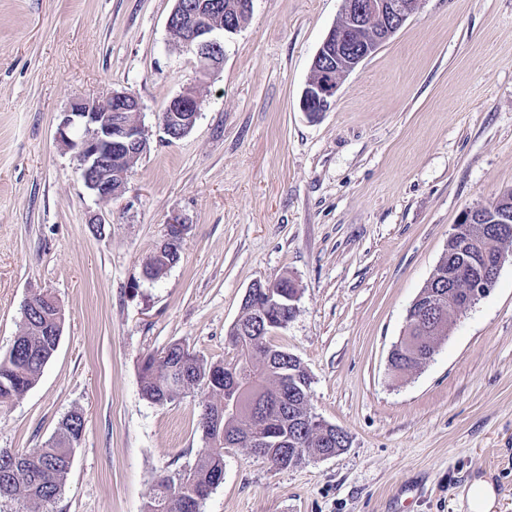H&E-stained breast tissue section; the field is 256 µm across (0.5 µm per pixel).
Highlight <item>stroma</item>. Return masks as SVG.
Segmentation results:
<instances>
[{
	"label": "stroma",
	"mask_w": 512,
	"mask_h": 512,
	"mask_svg": "<svg viewBox=\"0 0 512 512\" xmlns=\"http://www.w3.org/2000/svg\"><path fill=\"white\" fill-rule=\"evenodd\" d=\"M174 5L0 0V354L32 294L64 313L37 382L0 408V448L41 447L81 411L52 512H142L205 446L204 390L149 402L143 359L175 342L230 358L247 288L287 277L299 297L272 342L349 443L288 469L225 449L202 512H468L478 477L512 512V263L429 363L388 367L453 225L512 189V0H422L316 119L301 97L342 0H252L206 75L168 37ZM115 91L141 101L149 148L103 202L56 131L74 96ZM187 91L200 113L175 140L159 115ZM174 211L180 259L147 279Z\"/></svg>",
	"instance_id": "stroma-1"
}]
</instances>
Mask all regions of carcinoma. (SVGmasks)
<instances>
[{
	"label": "carcinoma",
	"instance_id": "carcinoma-1",
	"mask_svg": "<svg viewBox=\"0 0 512 512\" xmlns=\"http://www.w3.org/2000/svg\"><path fill=\"white\" fill-rule=\"evenodd\" d=\"M179 258L177 250L161 258L152 257L145 273L158 278ZM424 290L439 296L437 319L448 321V282L431 280ZM294 292L293 281L280 278L274 285V296L260 294L255 298L259 308L242 306L244 324L253 331L241 339L235 331H229L233 356L228 360L210 363L182 343L170 345L160 356L150 354L144 359L140 378L147 400L163 406L203 386L212 397L203 410L212 425L203 434L205 448L194 465L160 480L143 512H199L202 500L223 480L226 435L291 438L288 445L261 450L247 446L251 454L261 452V459H271L279 469L297 467L311 455L336 452V432L327 436L313 433L307 421L311 414L309 397L298 394L285 382L284 373L292 370L311 381L307 369L297 356L271 344L272 333L285 329L293 317L288 294ZM62 322V309L53 299H36L25 334L16 336L11 348L0 355V407L12 403L36 382L57 349ZM412 336L413 347L393 353L394 361L408 371L417 368L419 359L434 349L435 341L430 331L414 330ZM246 353L256 359L254 385L239 397L241 409L229 415L224 410V400L231 393L226 368ZM84 426V416L71 413L44 446L14 450L7 458L0 456V499L22 500L31 506V512H44V507L55 502L63 491L72 451L81 440Z\"/></svg>",
	"mask_w": 512,
	"mask_h": 512
}]
</instances>
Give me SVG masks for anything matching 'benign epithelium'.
I'll list each match as a JSON object with an SVG mask.
<instances>
[{"instance_id": "obj_1", "label": "benign epithelium", "mask_w": 512, "mask_h": 512, "mask_svg": "<svg viewBox=\"0 0 512 512\" xmlns=\"http://www.w3.org/2000/svg\"><path fill=\"white\" fill-rule=\"evenodd\" d=\"M421 0H342L336 25L318 48L310 77L303 91L302 110L315 117L336 103L345 78L384 42L391 38L419 8ZM240 16L224 15L223 0H175L167 20L170 40L194 54L204 73L224 62V33L239 29ZM200 110V100L192 92L174 97L160 117L162 129L187 133ZM141 111L137 96L114 91L104 101L76 97L59 123L56 137L77 161L85 186L102 201H110L124 188L130 167L112 169L115 157L125 161L130 148L147 142L145 129L133 119ZM186 225L173 213L166 220L164 244L182 242ZM512 235L509 212L500 223H484L483 208L465 211L453 226L450 238L458 241L448 256L450 294L459 298L452 319L472 308L494 287L509 254L494 249V237ZM435 298L419 295L409 318L412 325L432 321Z\"/></svg>"}]
</instances>
